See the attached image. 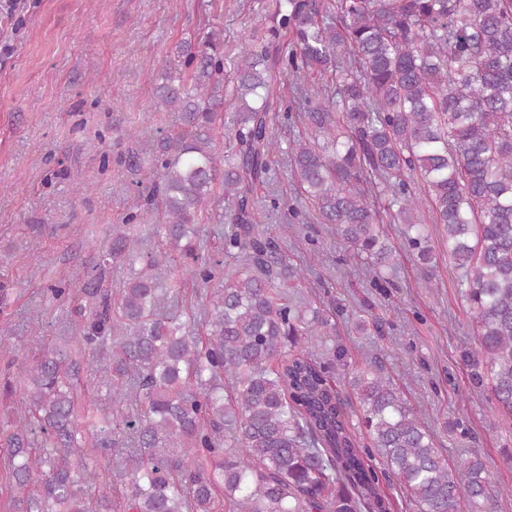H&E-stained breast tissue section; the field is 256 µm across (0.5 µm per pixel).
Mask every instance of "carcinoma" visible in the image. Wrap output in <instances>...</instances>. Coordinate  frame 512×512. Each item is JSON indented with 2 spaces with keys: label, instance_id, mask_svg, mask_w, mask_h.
<instances>
[{
  "label": "carcinoma",
  "instance_id": "1",
  "mask_svg": "<svg viewBox=\"0 0 512 512\" xmlns=\"http://www.w3.org/2000/svg\"><path fill=\"white\" fill-rule=\"evenodd\" d=\"M262 23L268 35L242 52L227 113L221 33L177 45L155 105L178 112V130L126 157L135 170L150 161L157 179L112 225L97 275L50 288L90 310L80 343L112 373L97 395L109 406L92 405L98 423L83 427L81 359L62 345L21 367L29 420L0 433L7 512H110L114 486L125 489L123 512H390L381 487L391 480L415 512H493L488 462L450 465L375 359L352 372L360 415L349 421L333 386L347 365L336 325L288 297L302 270L256 230L253 191L280 149L271 125L289 117L288 81L311 131L288 149L301 191L365 256L376 288L393 247L369 186L389 188L387 209L428 284L429 208L470 314L471 380L512 415V0H274ZM218 128L232 139L222 155ZM217 182L233 205L222 250L239 265L195 269L205 284L224 274L195 336L164 302L179 285L175 259L197 260L199 215ZM144 210L161 216L148 253L133 238ZM136 258L144 266L118 296L101 288L105 270ZM314 339L326 359L314 357ZM122 454L125 466L100 480L101 459Z\"/></svg>",
  "mask_w": 512,
  "mask_h": 512
}]
</instances>
